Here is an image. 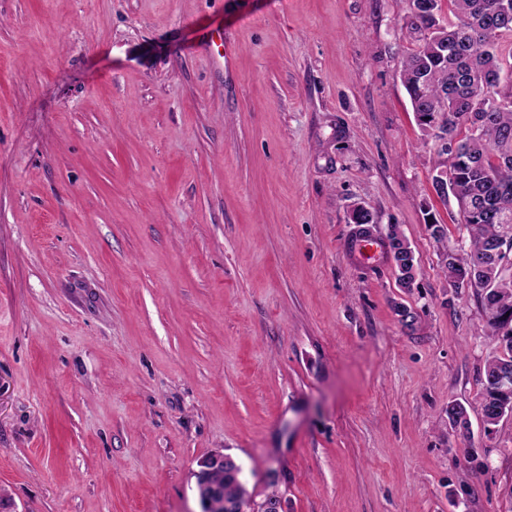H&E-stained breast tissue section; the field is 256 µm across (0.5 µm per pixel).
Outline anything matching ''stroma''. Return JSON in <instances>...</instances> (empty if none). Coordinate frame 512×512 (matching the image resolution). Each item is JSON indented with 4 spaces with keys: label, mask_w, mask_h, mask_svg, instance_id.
<instances>
[{
    "label": "stroma",
    "mask_w": 512,
    "mask_h": 512,
    "mask_svg": "<svg viewBox=\"0 0 512 512\" xmlns=\"http://www.w3.org/2000/svg\"><path fill=\"white\" fill-rule=\"evenodd\" d=\"M405 9L0 0V512H201L217 450L283 512H512ZM358 205L412 287L352 260ZM371 238L359 239L354 243L353 258L363 264L375 265L384 259L383 254L387 251L388 254H392L396 263L399 282L404 288H409L415 278V254L413 249L393 229L383 239L385 245L380 237L372 235Z\"/></svg>",
    "instance_id": "obj_1"
}]
</instances>
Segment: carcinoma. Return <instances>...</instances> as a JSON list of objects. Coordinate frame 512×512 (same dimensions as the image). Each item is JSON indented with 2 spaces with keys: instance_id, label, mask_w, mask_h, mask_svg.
Instances as JSON below:
<instances>
[{
  "instance_id": "obj_1",
  "label": "carcinoma",
  "mask_w": 512,
  "mask_h": 512,
  "mask_svg": "<svg viewBox=\"0 0 512 512\" xmlns=\"http://www.w3.org/2000/svg\"><path fill=\"white\" fill-rule=\"evenodd\" d=\"M405 28L415 48L400 62V78L423 131L436 140L452 132L462 143L463 159L452 162L444 148L432 175V186L443 201L453 199L459 223L468 230L469 244L458 255L448 249L444 258L448 278L474 289L483 303L493 335L500 337L501 353L487 361L483 373V418L495 426L501 414L512 412V389L501 390L498 378L512 374V275L484 267L494 249L512 251L504 225H512V68L504 69L500 40L512 35V10L503 0H451L457 22L444 25L441 0H407ZM496 88L502 106L476 112L481 120L477 136L470 135L469 106L462 94ZM449 169L455 192L445 193L437 174ZM405 288L415 278L414 250L397 231L385 239ZM452 425L469 432L464 406L448 407ZM214 481L224 486V498L240 494L235 476L217 473Z\"/></svg>"
}]
</instances>
